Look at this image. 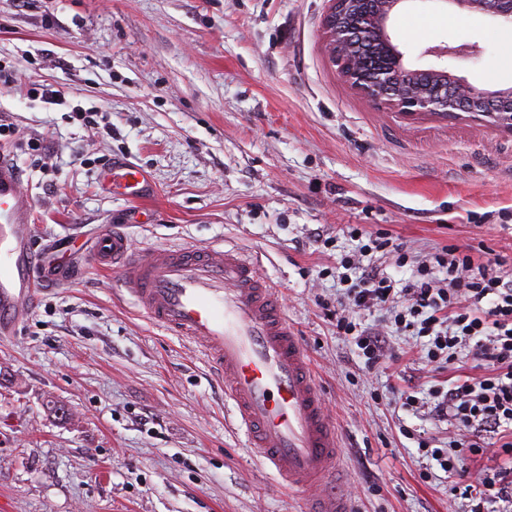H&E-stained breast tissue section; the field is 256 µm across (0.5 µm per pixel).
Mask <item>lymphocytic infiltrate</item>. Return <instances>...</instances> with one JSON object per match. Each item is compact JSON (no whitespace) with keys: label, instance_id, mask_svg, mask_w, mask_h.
<instances>
[{"label":"lymphocytic infiltrate","instance_id":"lymphocytic-infiltrate-1","mask_svg":"<svg viewBox=\"0 0 512 512\" xmlns=\"http://www.w3.org/2000/svg\"><path fill=\"white\" fill-rule=\"evenodd\" d=\"M357 234L364 245L341 261L339 278L347 288L336 300L337 334L353 337L373 366L391 356L390 324L427 338L428 362L447 365L458 350H467L481 367L480 375L459 377L445 389L431 387L424 401L404 391L403 404H422L428 414L455 421L459 438L450 440L447 449L435 450L434 458L456 478L460 459L482 449L485 437H501L502 451H512V274L504 272L500 254L489 248L478 261L470 250L445 245L421 256L389 234L363 226ZM368 252L395 254L399 265H411V279L396 288L383 270L364 264L362 256ZM377 307L388 308L387 324L357 322L358 313ZM451 490L478 496L472 512H484L490 500L512 504V468L480 470L473 484L457 478Z\"/></svg>","mask_w":512,"mask_h":512}]
</instances>
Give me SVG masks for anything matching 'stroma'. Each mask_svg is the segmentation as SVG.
Masks as SVG:
<instances>
[{
  "label": "stroma",
  "instance_id": "obj_1",
  "mask_svg": "<svg viewBox=\"0 0 512 512\" xmlns=\"http://www.w3.org/2000/svg\"><path fill=\"white\" fill-rule=\"evenodd\" d=\"M329 0H0V59L15 86L0 113L37 138L15 152L32 202V246L57 248L71 278L0 342V512H302L247 446L201 349L153 324L87 259L121 225L143 255L234 248L278 288L311 361L342 453L336 489L355 512H471L419 447L454 429L402 408L471 373L435 368L423 338H390L367 367L320 300L366 224L425 254L494 249L512 266V144L411 124L340 75L323 48ZM413 65L434 46L477 44L448 65L512 87V26L410 0L392 22ZM60 91L49 105L27 90ZM97 108L94 126L70 119ZM111 133H103L104 125ZM144 170L150 196L100 190V157ZM327 244H313V230Z\"/></svg>",
  "mask_w": 512,
  "mask_h": 512
}]
</instances>
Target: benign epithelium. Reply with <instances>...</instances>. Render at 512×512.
<instances>
[{
  "mask_svg": "<svg viewBox=\"0 0 512 512\" xmlns=\"http://www.w3.org/2000/svg\"><path fill=\"white\" fill-rule=\"evenodd\" d=\"M407 0H371L372 8L362 13L364 0H331L324 17L325 48L343 77L365 97L397 112H490L505 122L512 121V87L492 89L473 84L441 65L422 68L408 62L392 43L389 25L392 16ZM448 9L480 12L496 21L512 23V0H439ZM377 34L389 43L393 66L366 76L352 64L354 52ZM476 44L432 47L424 54L475 58Z\"/></svg>",
  "mask_w": 512,
  "mask_h": 512,
  "instance_id": "7a95c632",
  "label": "benign epithelium"
}]
</instances>
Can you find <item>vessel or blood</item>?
<instances>
[{
    "instance_id": "1",
    "label": "vessel or blood",
    "mask_w": 512,
    "mask_h": 512,
    "mask_svg": "<svg viewBox=\"0 0 512 512\" xmlns=\"http://www.w3.org/2000/svg\"><path fill=\"white\" fill-rule=\"evenodd\" d=\"M465 128L488 139L512 140V124L475 112H407ZM103 190L128 200L150 192L139 167L115 161L101 171ZM31 209L20 173L0 150V339L15 336L35 310L42 279L30 249ZM91 262L128 292L141 312L173 335L196 343L224 380L250 444L288 489L305 496L311 512H351L342 499L318 490L340 454L311 363L285 315L281 293L236 250L158 248L143 257L118 227L103 233Z\"/></svg>"
}]
</instances>
